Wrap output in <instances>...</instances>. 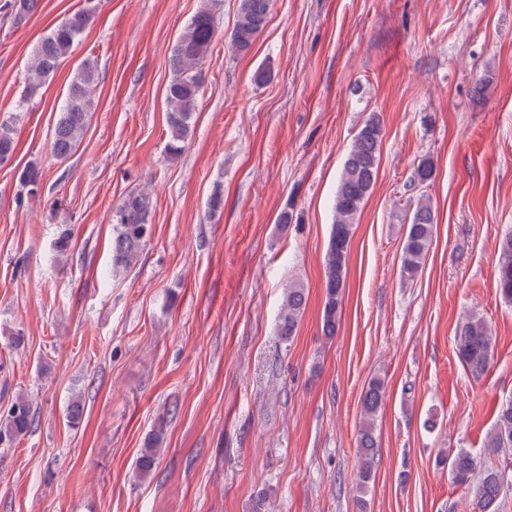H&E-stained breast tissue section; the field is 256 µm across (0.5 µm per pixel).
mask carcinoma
<instances>
[{
	"mask_svg": "<svg viewBox=\"0 0 512 512\" xmlns=\"http://www.w3.org/2000/svg\"><path fill=\"white\" fill-rule=\"evenodd\" d=\"M87 6L54 25L35 50L29 68L25 95L32 96L56 72L62 59L68 56L77 39L92 21V0ZM38 0H12L13 20L22 24L37 9ZM270 0H239L235 27L230 37L231 49L248 52L257 36L265 28ZM217 38L213 8L204 2L193 16L173 47L174 78L170 82L166 101L167 124L170 132L169 153L180 154L190 132L203 84L202 66ZM97 62L86 59L67 88L60 116L51 141V153L59 159L69 158L80 146L93 106V91ZM383 126L380 117L372 114L359 130L352 149L344 161L339 175L333 202L334 222L324 257V305L322 330L325 335L336 334L346 288L348 253L353 224L370 195L378 175ZM15 150L14 127L10 121L0 122V164L7 162ZM434 163L421 160L415 168L410 187H422L432 178ZM41 180L40 168L30 163L20 173V182L27 193L35 195ZM153 202L144 191L127 194L112 210L111 272L126 271L137 261L152 226ZM435 215L430 199L421 195L415 199L412 215L406 224L405 241L401 259L402 276L413 278L421 270L428 255L434 232ZM497 291L501 299L512 304V233L499 242L496 255ZM306 303L305 291L290 284L278 318V334L285 340L295 336L299 319ZM495 339L486 322L468 317L456 331L457 356L474 377L481 376L489 367ZM386 388L384 381L373 379L361 397L362 423L358 435V468L355 490L360 512H367L365 495L374 480L376 466L375 420L384 406ZM35 424L29 401L17 397L0 414V445L10 446L29 433ZM165 423L146 435L136 472L147 476L156 467L160 447L164 441ZM486 447L491 458L481 470L470 452L460 449L449 457L448 467L454 481L466 486L477 479V497L481 512H501V491L512 479V455H499L500 450L512 448V400L499 407L496 422L487 435Z\"/></svg>",
	"mask_w": 512,
	"mask_h": 512,
	"instance_id": "cac0c4a2",
	"label": "carcinoma"
}]
</instances>
